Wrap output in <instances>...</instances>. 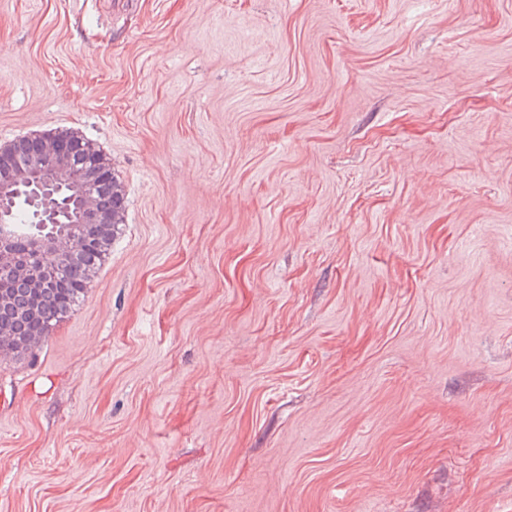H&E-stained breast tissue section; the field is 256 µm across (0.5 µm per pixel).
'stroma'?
Wrapping results in <instances>:
<instances>
[{
	"label": "stroma",
	"mask_w": 512,
	"mask_h": 512,
	"mask_svg": "<svg viewBox=\"0 0 512 512\" xmlns=\"http://www.w3.org/2000/svg\"><path fill=\"white\" fill-rule=\"evenodd\" d=\"M124 222L0 357V512H512V0H0V145ZM49 159L50 154L46 146L29 143L13 154L0 155V167L26 168L32 163L44 162Z\"/></svg>",
	"instance_id": "35a3bbf8"
}]
</instances>
